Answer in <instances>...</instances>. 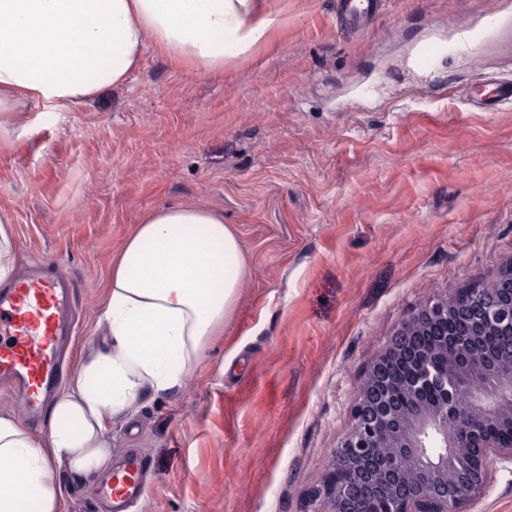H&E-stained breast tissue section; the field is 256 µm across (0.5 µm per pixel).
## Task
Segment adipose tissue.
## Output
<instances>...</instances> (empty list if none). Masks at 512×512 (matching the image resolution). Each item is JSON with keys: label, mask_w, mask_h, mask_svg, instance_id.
<instances>
[{"label": "adipose tissue", "mask_w": 512, "mask_h": 512, "mask_svg": "<svg viewBox=\"0 0 512 512\" xmlns=\"http://www.w3.org/2000/svg\"><path fill=\"white\" fill-rule=\"evenodd\" d=\"M278 24L260 0H0V132L32 104L80 105L122 84L146 44L202 72L248 53ZM246 259L222 213L149 211L112 259L110 342L80 363L52 404L48 441L0 416V512H57L60 470L104 469L112 421L149 394L180 389L222 335Z\"/></svg>", "instance_id": "ef3b65f1"}]
</instances>
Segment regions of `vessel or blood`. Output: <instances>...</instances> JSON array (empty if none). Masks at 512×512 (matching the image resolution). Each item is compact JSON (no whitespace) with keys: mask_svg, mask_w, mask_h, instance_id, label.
<instances>
[{"mask_svg":"<svg viewBox=\"0 0 512 512\" xmlns=\"http://www.w3.org/2000/svg\"><path fill=\"white\" fill-rule=\"evenodd\" d=\"M74 290L42 275L18 278L0 289V385L23 390L28 415L40 420L59 383L60 344L71 329ZM146 463L128 455L101 485L104 512H129L145 494Z\"/></svg>","mask_w":512,"mask_h":512,"instance_id":"b4317fda","label":"vessel or blood"}]
</instances>
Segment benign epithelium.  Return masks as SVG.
<instances>
[{"instance_id":"7a95c632","label":"benign epithelium","mask_w":512,"mask_h":512,"mask_svg":"<svg viewBox=\"0 0 512 512\" xmlns=\"http://www.w3.org/2000/svg\"><path fill=\"white\" fill-rule=\"evenodd\" d=\"M453 299L432 301L403 321L365 370L353 406V430L333 452L326 477L311 491L304 512H366L363 500L350 490L369 487L381 474L389 484L392 512H462L485 488L495 463L512 462V446L481 437L490 426L512 427V262L483 285L472 307L456 312L500 336L494 390L487 391L473 369L434 363L405 388L417 408L388 404L370 413V405L382 398L383 360L405 351L417 332L448 324ZM431 388L451 393V405L419 404L421 392ZM468 445L481 449L479 463L463 459ZM338 464L343 466L340 485Z\"/></svg>"}]
</instances>
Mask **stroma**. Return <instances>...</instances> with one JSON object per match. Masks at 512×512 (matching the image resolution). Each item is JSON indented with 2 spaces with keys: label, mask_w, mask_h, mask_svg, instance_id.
Segmentation results:
<instances>
[{
  "label": "stroma",
  "mask_w": 512,
  "mask_h": 512,
  "mask_svg": "<svg viewBox=\"0 0 512 512\" xmlns=\"http://www.w3.org/2000/svg\"><path fill=\"white\" fill-rule=\"evenodd\" d=\"M265 7L270 38L223 70L150 48L121 86L28 107L0 139L21 263L78 285L72 366L107 340L112 257L145 213L220 211L241 240L223 335L111 426L112 460L150 464L133 512H304L401 322L512 261V0H380L347 28L337 0ZM98 481L62 472L60 512H94ZM464 510L512 512V463Z\"/></svg>",
  "instance_id": "35a3bbf8"
}]
</instances>
